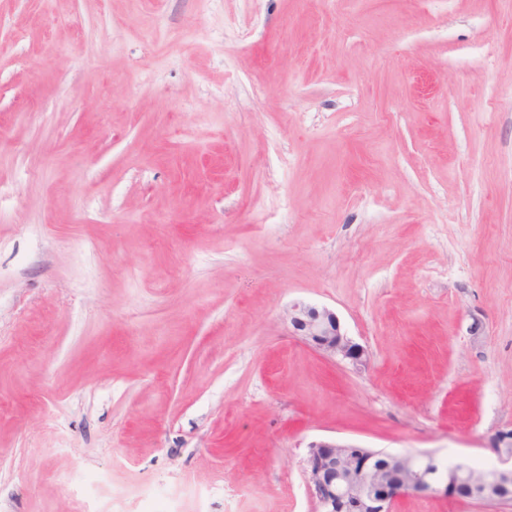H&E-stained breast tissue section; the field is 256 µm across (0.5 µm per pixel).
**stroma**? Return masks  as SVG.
Returning a JSON list of instances; mask_svg holds the SVG:
<instances>
[{"label": "stroma", "mask_w": 512, "mask_h": 512, "mask_svg": "<svg viewBox=\"0 0 512 512\" xmlns=\"http://www.w3.org/2000/svg\"><path fill=\"white\" fill-rule=\"evenodd\" d=\"M510 429L512 0H0V512H317L311 442ZM294 336H300L313 347L339 357L354 367L365 366L368 350L345 332L336 311L304 301H296L287 311Z\"/></svg>", "instance_id": "35a3bbf8"}]
</instances>
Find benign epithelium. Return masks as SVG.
<instances>
[{"label": "benign epithelium", "mask_w": 512, "mask_h": 512, "mask_svg": "<svg viewBox=\"0 0 512 512\" xmlns=\"http://www.w3.org/2000/svg\"><path fill=\"white\" fill-rule=\"evenodd\" d=\"M292 333L316 349L355 367L366 365L368 350L345 332L336 311L296 301L287 311ZM492 452L499 465L480 471L470 501L482 505L512 504V430L495 437ZM430 456L397 455L333 439L310 443L307 485L318 512H393L406 496L459 497V474L473 469L463 464L455 473L438 476Z\"/></svg>", "instance_id": "obj_1"}]
</instances>
